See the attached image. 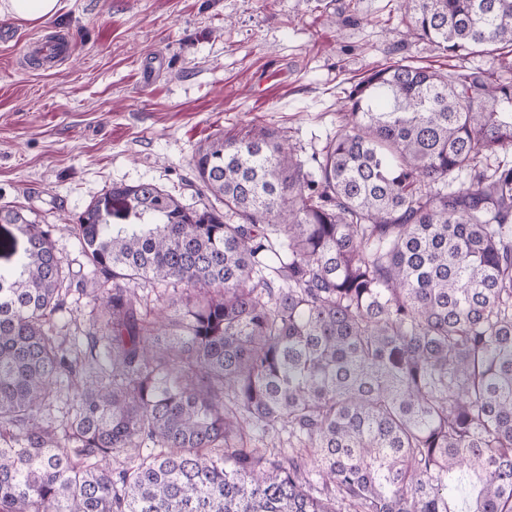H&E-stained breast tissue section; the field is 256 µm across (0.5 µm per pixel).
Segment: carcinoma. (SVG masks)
<instances>
[{
	"mask_svg": "<svg viewBox=\"0 0 512 512\" xmlns=\"http://www.w3.org/2000/svg\"><path fill=\"white\" fill-rule=\"evenodd\" d=\"M401 9L497 66L373 70L308 160L211 140L222 210L113 184L70 225L111 283L82 360L51 229L0 207V512H512V0Z\"/></svg>",
	"mask_w": 512,
	"mask_h": 512,
	"instance_id": "1",
	"label": "carcinoma"
}]
</instances>
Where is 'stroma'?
Instances as JSON below:
<instances>
[{
  "mask_svg": "<svg viewBox=\"0 0 512 512\" xmlns=\"http://www.w3.org/2000/svg\"><path fill=\"white\" fill-rule=\"evenodd\" d=\"M399 15V0H64L35 26L0 12V206L52 225L64 266L85 270L68 226L112 184L199 208L192 158L213 138L266 126L306 158L367 71L473 65L397 35ZM48 36L67 50L29 61Z\"/></svg>",
  "mask_w": 512,
  "mask_h": 512,
  "instance_id": "1",
  "label": "stroma"
}]
</instances>
